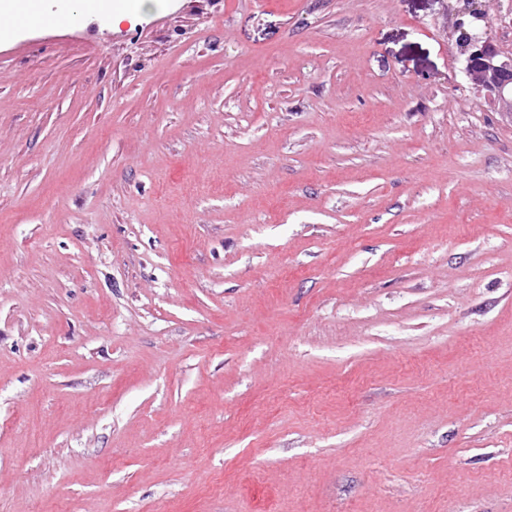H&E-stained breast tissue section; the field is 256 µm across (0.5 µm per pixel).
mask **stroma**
<instances>
[{"label": "stroma", "instance_id": "35a3bbf8", "mask_svg": "<svg viewBox=\"0 0 512 512\" xmlns=\"http://www.w3.org/2000/svg\"><path fill=\"white\" fill-rule=\"evenodd\" d=\"M462 5L0 38V512H512V123ZM459 40L467 54L466 74L493 96L497 112L512 122V57L503 56L490 39L477 33L461 32Z\"/></svg>", "mask_w": 512, "mask_h": 512}]
</instances>
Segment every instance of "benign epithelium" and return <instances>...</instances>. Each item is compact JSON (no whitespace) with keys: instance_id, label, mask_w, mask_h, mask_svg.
Segmentation results:
<instances>
[{"instance_id":"1","label":"benign epithelium","mask_w":512,"mask_h":512,"mask_svg":"<svg viewBox=\"0 0 512 512\" xmlns=\"http://www.w3.org/2000/svg\"><path fill=\"white\" fill-rule=\"evenodd\" d=\"M459 40L465 47V72L473 84L487 90L502 117L512 120V57L504 56L488 38L467 32Z\"/></svg>"}]
</instances>
